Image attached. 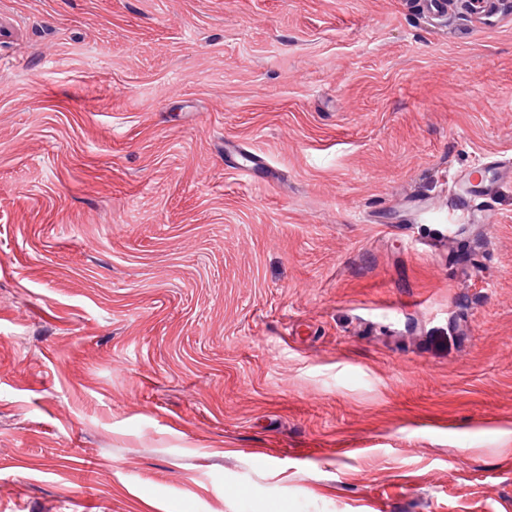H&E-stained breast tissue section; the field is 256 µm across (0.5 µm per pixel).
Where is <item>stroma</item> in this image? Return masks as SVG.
Returning a JSON list of instances; mask_svg holds the SVG:
<instances>
[{
  "instance_id": "obj_1",
  "label": "stroma",
  "mask_w": 512,
  "mask_h": 512,
  "mask_svg": "<svg viewBox=\"0 0 512 512\" xmlns=\"http://www.w3.org/2000/svg\"><path fill=\"white\" fill-rule=\"evenodd\" d=\"M495 154L512 0H0V512H512ZM478 167H472L467 177L458 178L454 189L448 196V207L460 220L473 222L476 214L475 200L479 197H493L503 184L512 183L511 159L478 160ZM488 173V176H484ZM465 186H463V185ZM479 222L490 224L493 222L492 211L482 209Z\"/></svg>"
}]
</instances>
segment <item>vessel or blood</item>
Returning a JSON list of instances; mask_svg holds the SVG:
<instances>
[{"instance_id": "vessel-or-blood-1", "label": "vessel or blood", "mask_w": 512, "mask_h": 512, "mask_svg": "<svg viewBox=\"0 0 512 512\" xmlns=\"http://www.w3.org/2000/svg\"><path fill=\"white\" fill-rule=\"evenodd\" d=\"M512 183V161L493 159L479 161L461 184L455 185L448 196V205L459 219L480 221L488 224L492 221L491 212L477 214L475 200L479 197H493L499 188Z\"/></svg>"}]
</instances>
